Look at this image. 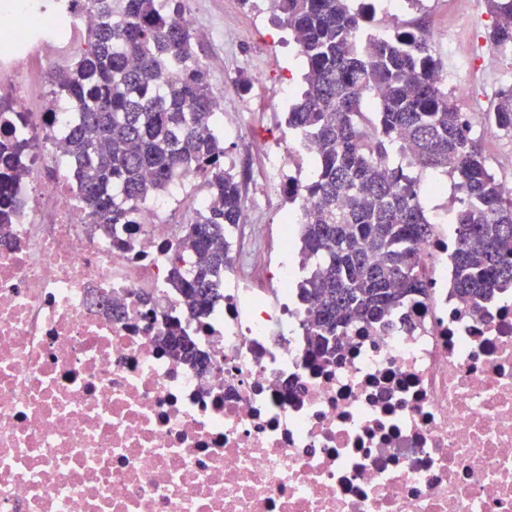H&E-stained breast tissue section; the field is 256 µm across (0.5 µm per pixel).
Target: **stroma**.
I'll return each instance as SVG.
<instances>
[{"mask_svg":"<svg viewBox=\"0 0 512 512\" xmlns=\"http://www.w3.org/2000/svg\"><path fill=\"white\" fill-rule=\"evenodd\" d=\"M196 16L193 34L196 50L204 61L220 56L222 70L213 71L212 93L220 106L222 124H244L246 136H229L224 140L226 161L233 167L256 169L259 159L252 144L276 140L285 127L287 106H275L273 96L278 88L291 87L301 92V79H290L298 69V48L281 43L282 28L273 24L274 11L265 8L262 22H255L254 5L242 0H194ZM462 8L460 0H422L403 17L386 18L374 14L371 25L393 30L396 27L422 23L426 33L448 32L459 52H477L475 80L479 86L500 89L504 81L497 70L496 51L486 37L493 24L486 0H479L473 18V29L480 39L471 48L468 35L456 30L453 19Z\"/></svg>","mask_w":512,"mask_h":512,"instance_id":"1","label":"stroma"}]
</instances>
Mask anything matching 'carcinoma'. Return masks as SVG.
Segmentation results:
<instances>
[{
    "instance_id": "1",
    "label": "carcinoma",
    "mask_w": 512,
    "mask_h": 512,
    "mask_svg": "<svg viewBox=\"0 0 512 512\" xmlns=\"http://www.w3.org/2000/svg\"><path fill=\"white\" fill-rule=\"evenodd\" d=\"M495 21L490 44L512 48V0H487ZM305 63L304 89L288 127L317 145L305 185L312 206L300 227V258L309 273L302 297L313 302L307 335L321 352L347 326L386 318L425 288L415 245L432 233L408 169L450 174L458 208L454 288L474 302L512 289V195L486 164L472 122L448 96L441 59L421 26L375 38L364 31L370 7L350 0H272ZM187 0H85L97 18L87 48L49 74L53 101L77 122L62 149L77 164L84 210L100 224H126L147 198L198 175L215 209L183 227L170 284L201 316L221 295L229 257L215 247L241 222L240 182L224 166V131L211 72L184 21ZM378 91L376 120L364 126L366 96ZM489 123L512 131V86L497 93ZM0 206L28 142L15 134L23 117L0 99ZM407 160L393 167L389 151ZM196 365L207 355L178 329L160 338Z\"/></svg>"
}]
</instances>
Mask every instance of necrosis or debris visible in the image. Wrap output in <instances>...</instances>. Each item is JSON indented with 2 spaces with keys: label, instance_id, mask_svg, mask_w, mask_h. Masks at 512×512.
<instances>
[{
  "label": "necrosis or debris",
  "instance_id": "1",
  "mask_svg": "<svg viewBox=\"0 0 512 512\" xmlns=\"http://www.w3.org/2000/svg\"><path fill=\"white\" fill-rule=\"evenodd\" d=\"M20 10L0 6V85L24 103L47 46L94 18ZM71 121L25 113L0 240V512H512V290L457 295L447 225L416 246L425 290L320 355L286 260L310 207L292 159L314 143H256L224 297L195 317L169 286L181 223L160 197L96 223L53 146ZM259 202L286 213L274 234ZM174 324L207 366L158 345Z\"/></svg>",
  "mask_w": 512,
  "mask_h": 512
}]
</instances>
